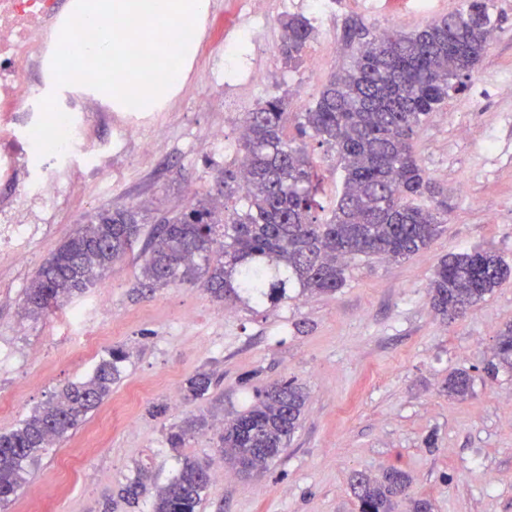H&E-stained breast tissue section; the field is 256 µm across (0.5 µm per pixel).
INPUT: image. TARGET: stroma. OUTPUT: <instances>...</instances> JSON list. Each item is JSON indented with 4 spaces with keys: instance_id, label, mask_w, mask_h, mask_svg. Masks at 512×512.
Returning a JSON list of instances; mask_svg holds the SVG:
<instances>
[{
    "instance_id": "1",
    "label": "stroma",
    "mask_w": 512,
    "mask_h": 512,
    "mask_svg": "<svg viewBox=\"0 0 512 512\" xmlns=\"http://www.w3.org/2000/svg\"><path fill=\"white\" fill-rule=\"evenodd\" d=\"M218 2L215 30L199 44L183 89L164 111L150 114L141 132L153 141L150 154L135 142L113 157L116 131L106 114L82 113L90 152L117 175L99 186L75 163L64 197L24 240V259L0 248V351L15 354L0 364V432L85 378L115 347L128 357L112 396L132 408L131 421L102 448L81 445L100 419L90 414L84 427L48 450L1 512H29L30 499L50 486L62 492L52 512H101L105 496L141 468L154 485H164L182 457L211 454L225 419L249 408L257 389L289 379L304 387L307 400L285 451L259 474L212 479L200 512L219 504L224 512H358L351 476L390 468L412 476L411 495L430 499L433 512H512V370L494 378L484 371L497 333L512 324V277L456 319L433 308L428 290L439 261L451 253L489 248L512 264V94L504 91L512 85V0H488L501 30L466 89L451 93L414 138L448 214L444 232L425 249L400 261L357 257L336 293L292 288L279 303L251 308L214 299L197 283L142 294L136 248L66 307L27 314L25 292L38 269L99 211L134 207L152 225L197 200L223 198L229 157L213 131L223 129L226 141L239 143L246 113L274 96L285 97L295 115L311 108L323 83L350 63L341 40L348 20L361 21L374 36L411 31L466 0H433L427 16L407 0L397 6L377 0L373 11L361 0H336L304 50L320 58L313 71L279 54L283 25L294 12L273 7L256 32L269 52L243 59L257 80L239 86L235 111L225 110L224 90L214 81L224 57V19L233 9V0ZM158 127L163 136H155ZM304 143L325 177L320 201L332 210L342 189L336 154L313 138ZM103 296L104 308L97 304ZM72 308L83 313L81 328L67 322ZM81 332L98 337L93 355L81 352ZM456 370L472 378L462 400L447 390ZM199 371L214 379L207 399L171 403L170 392L182 391ZM200 414L208 428L172 452L168 428Z\"/></svg>"
}]
</instances>
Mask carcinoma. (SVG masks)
I'll use <instances>...</instances> for the list:
<instances>
[{"mask_svg":"<svg viewBox=\"0 0 512 512\" xmlns=\"http://www.w3.org/2000/svg\"><path fill=\"white\" fill-rule=\"evenodd\" d=\"M501 27L487 0L413 31L393 30L372 37L352 21L343 37L354 49L346 68L322 86L314 108L299 115L301 138L319 139L334 150L343 188L330 215L322 217L318 195L323 178L306 148L286 133L288 102L273 97L246 113L248 135L240 150L246 164L224 166V196L244 190L242 203L219 213L203 199L164 217L147 235L139 287L150 291L202 280L214 298L232 297L262 307L280 301L288 289L302 294L334 293L344 285L348 261L359 255L407 258L445 230L443 202L425 175L413 140L426 117L450 92L467 87L477 63ZM312 36L304 17L288 19L280 55L298 58ZM143 224L132 208L104 211L70 236L36 272L25 293V309L40 315L93 287L103 272L123 259L139 239ZM512 275L497 252L473 249L440 261L430 284L433 307L463 316ZM120 348L101 358L87 378L64 386L55 399L35 409L8 433H0V507L11 501L48 448L80 427L112 395L120 380ZM512 369V325L495 338L487 373ZM472 380L464 371L448 375V394L464 398ZM211 378L201 371L186 381L185 399L203 400ZM307 399L292 381L256 391L251 408L224 422L215 454L229 467L253 471L278 458L299 427ZM202 416L169 428L166 443L178 450L205 429ZM208 459L186 457L178 473L156 489L152 512H198L211 482ZM141 469L119 497L139 502L146 488ZM408 473L391 468L379 477L356 473L351 489L358 512H432V503L410 495Z\"/></svg>","mask_w":512,"mask_h":512,"instance_id":"cac0c4a2","label":"carcinoma"}]
</instances>
